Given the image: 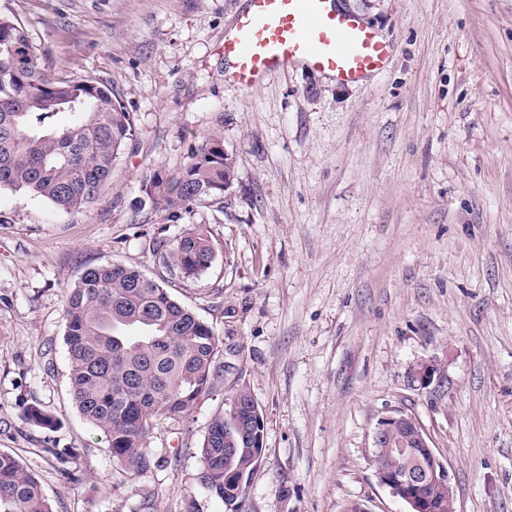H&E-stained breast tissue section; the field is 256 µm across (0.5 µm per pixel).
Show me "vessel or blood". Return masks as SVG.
Listing matches in <instances>:
<instances>
[{"mask_svg":"<svg viewBox=\"0 0 512 512\" xmlns=\"http://www.w3.org/2000/svg\"><path fill=\"white\" fill-rule=\"evenodd\" d=\"M390 55L377 31L335 0H248L224 36L226 75L245 87L295 65L360 83Z\"/></svg>","mask_w":512,"mask_h":512,"instance_id":"vessel-or-blood-1","label":"vessel or blood"}]
</instances>
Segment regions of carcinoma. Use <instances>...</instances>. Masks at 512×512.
Returning a JSON list of instances; mask_svg holds the SVG:
<instances>
[{
    "label": "carcinoma",
    "instance_id": "obj_1",
    "mask_svg": "<svg viewBox=\"0 0 512 512\" xmlns=\"http://www.w3.org/2000/svg\"><path fill=\"white\" fill-rule=\"evenodd\" d=\"M79 119L59 127L54 117ZM134 116L120 96L93 79L57 77L39 67L27 31L0 16V188L22 191L58 210L90 208L108 184L112 165L134 137ZM235 160L224 156L219 131L199 137L190 162L176 173L155 170L141 186L143 200L176 218L190 205L224 198ZM157 264L184 279L211 268L216 249L201 228L150 241ZM63 315L73 400L105 437L112 459L143 474L157 465L147 439L155 425L186 418L213 392L223 342L164 281L135 267H87L66 294ZM235 403L215 411L199 448L197 482L225 505L243 503L264 453V422L247 414L245 386ZM25 419L44 430L55 420L38 405ZM394 462L420 470L426 448L393 451ZM423 493L435 512H448V488ZM0 512H52L40 482L14 456L0 453Z\"/></svg>",
    "mask_w": 512,
    "mask_h": 512
}]
</instances>
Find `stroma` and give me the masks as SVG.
Listing matches in <instances>:
<instances>
[{
  "instance_id": "obj_1",
  "label": "stroma",
  "mask_w": 512,
  "mask_h": 512,
  "mask_svg": "<svg viewBox=\"0 0 512 512\" xmlns=\"http://www.w3.org/2000/svg\"><path fill=\"white\" fill-rule=\"evenodd\" d=\"M246 0H0L41 68L117 91L135 135L105 194L64 213L0 189V451L52 512H229L201 487L211 415L247 386L264 455L244 512H408L380 484L379 419L413 415L452 475L456 512H512V0H344L392 47L345 84L294 66L244 89L224 34ZM221 130L236 177L177 221L141 204ZM193 225L211 268L169 293L223 341L213 395L155 427L160 463L132 475L75 406L63 304L86 265L163 276L150 248ZM437 358L440 386L411 380ZM72 448L68 473L42 452Z\"/></svg>"
}]
</instances>
